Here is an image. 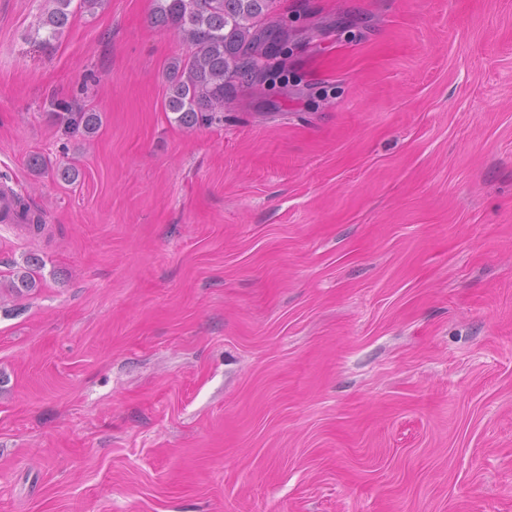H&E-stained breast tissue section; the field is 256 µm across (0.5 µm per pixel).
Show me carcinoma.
Wrapping results in <instances>:
<instances>
[{"mask_svg":"<svg viewBox=\"0 0 512 512\" xmlns=\"http://www.w3.org/2000/svg\"><path fill=\"white\" fill-rule=\"evenodd\" d=\"M54 8L40 21L54 39L69 23L72 0H51ZM277 0H160L155 21L177 29L186 54L169 66L171 95L167 110L192 127L200 120L224 122V106L236 100L237 81L257 73V57L270 53L269 31ZM57 119L65 128L92 134L99 125L95 112H74L61 106ZM28 271L9 283L20 294L37 287L41 262L27 261Z\"/></svg>","mask_w":512,"mask_h":512,"instance_id":"1","label":"carcinoma"}]
</instances>
